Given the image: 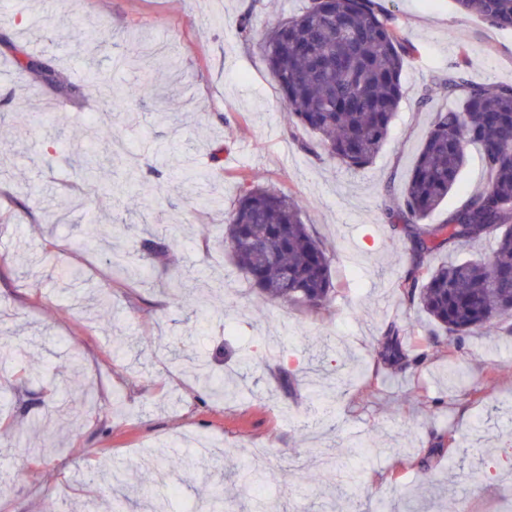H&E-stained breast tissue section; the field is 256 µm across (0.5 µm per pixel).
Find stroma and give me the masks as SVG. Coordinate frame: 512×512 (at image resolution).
<instances>
[{"mask_svg": "<svg viewBox=\"0 0 512 512\" xmlns=\"http://www.w3.org/2000/svg\"><path fill=\"white\" fill-rule=\"evenodd\" d=\"M416 54L402 74L403 97L376 159L349 169L304 150L288 132L278 87L254 32L301 12L307 0H7L0 5V364L4 408L27 448L0 442V512H112L109 470L130 475L124 512H504L512 502V319L489 336L438 344L435 328L400 287L412 254L387 223L434 113L455 98L421 91L464 64L470 80L512 84V30L461 12L455 0H378ZM83 43L69 36L74 26ZM108 30L115 43L97 38ZM164 46L162 81L126 112L106 119L86 86L104 70L128 88L144 47ZM26 50L59 71L67 91L40 87L16 66ZM121 153L95 183L80 177L108 136ZM304 199L332 256L336 295L310 315L255 290L224 249L225 215L240 188L237 170ZM166 193H156L159 183ZM487 175L469 149L449 196L454 210L481 192ZM91 224H134L145 237L162 224L175 240L167 258L145 257L143 278L109 263L133 241L101 237L84 253ZM75 266L77 279L59 273ZM223 283L196 308L177 304L174 276ZM398 328L424 359L401 368L378 357ZM206 354L214 375L238 379L236 400L211 396L187 368ZM79 357L81 371L67 362ZM466 379L448 387V365ZM354 379L321 422L309 384L337 372ZM359 437L374 451L351 453ZM456 445H449V438ZM205 464L158 472L151 459L201 446ZM357 481H315L320 449ZM262 481L230 477L236 466Z\"/></svg>", "mask_w": 512, "mask_h": 512, "instance_id": "1", "label": "stroma"}]
</instances>
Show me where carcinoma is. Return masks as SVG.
Here are the masks:
<instances>
[{"label":"carcinoma","instance_id":"cac0c4a2","mask_svg":"<svg viewBox=\"0 0 512 512\" xmlns=\"http://www.w3.org/2000/svg\"><path fill=\"white\" fill-rule=\"evenodd\" d=\"M459 10L498 29H512V0H455ZM258 47L288 112L293 137L316 136L305 147L349 168L370 164L385 144L403 96L402 71L414 49L403 44L377 0H308L300 13L265 31ZM32 57L21 68L56 84L48 67ZM88 88L108 114L128 108L111 78L94 71ZM446 91L460 99L456 110L434 113L400 202L385 209L387 222L401 228L414 257L403 294L457 346L465 336L487 333L512 318V85L474 83L458 71L428 98ZM476 147L487 173L486 188L440 224L429 222L448 199ZM240 194L227 213L225 244L243 276L266 298L306 309H321L336 293L331 256L302 218L303 201L263 185L248 170L237 174ZM495 240L488 260L427 264L436 251L469 241ZM390 365L410 362L399 330L379 343ZM196 370L208 388L226 398L236 388L207 371Z\"/></svg>","mask_w":512,"mask_h":512}]
</instances>
